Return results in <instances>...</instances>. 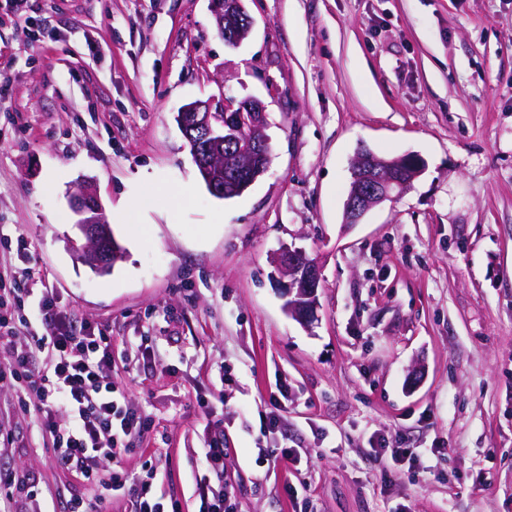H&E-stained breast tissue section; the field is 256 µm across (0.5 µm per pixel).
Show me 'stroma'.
Listing matches in <instances>:
<instances>
[{
  "label": "stroma",
  "mask_w": 512,
  "mask_h": 512,
  "mask_svg": "<svg viewBox=\"0 0 512 512\" xmlns=\"http://www.w3.org/2000/svg\"><path fill=\"white\" fill-rule=\"evenodd\" d=\"M0 0V258L112 337L108 376L152 427L123 456L197 512H512V0ZM266 106L268 170L205 188L175 121L195 100ZM363 149L425 169L343 224ZM91 181L124 254L66 240ZM318 262L311 326L282 245ZM224 432V472L203 467ZM412 449L381 454L379 441ZM17 512L92 490L0 414ZM242 2L243 0H210L217 28L223 37L226 32V38L233 46L239 45L246 38L252 25ZM210 493L212 494L210 496ZM198 497H199V512H226L227 509H224V500L225 497H229L228 494L224 493V489L218 491L217 493L211 491L208 487H204L200 485L198 487Z\"/></svg>",
  "instance_id": "stroma-1"
}]
</instances>
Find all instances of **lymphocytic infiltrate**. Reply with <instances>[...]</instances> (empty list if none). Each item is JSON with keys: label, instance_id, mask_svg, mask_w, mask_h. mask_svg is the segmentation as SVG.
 Returning a JSON list of instances; mask_svg holds the SVG:
<instances>
[{"label": "lymphocytic infiltrate", "instance_id": "lymphocytic-infiltrate-1", "mask_svg": "<svg viewBox=\"0 0 512 512\" xmlns=\"http://www.w3.org/2000/svg\"><path fill=\"white\" fill-rule=\"evenodd\" d=\"M39 310L42 329L12 346L10 361L0 365V389L28 383L38 402L18 407L32 416L38 436L50 441L56 464L98 486L97 494L72 496L67 512H103L111 492L121 490L128 493L131 512H181L178 501L155 492L154 473L135 480L122 470L101 473L102 461L120 458L132 439L150 429L146 416L116 398L104 374L112 362L111 336L71 319L54 289H45ZM37 351L44 353L43 363L35 362Z\"/></svg>", "mask_w": 512, "mask_h": 512}]
</instances>
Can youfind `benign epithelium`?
Returning a JSON list of instances; mask_svg holds the SVG:
<instances>
[{"label":"benign epithelium","mask_w":512,"mask_h":512,"mask_svg":"<svg viewBox=\"0 0 512 512\" xmlns=\"http://www.w3.org/2000/svg\"><path fill=\"white\" fill-rule=\"evenodd\" d=\"M210 4L219 32L226 33L232 45H239L251 29L243 0H210ZM177 121L213 195L224 197L226 180L244 189L267 170L270 147L266 113L260 100L226 99L220 112L211 111L206 102L195 101L178 112ZM204 141L222 144L224 155L202 156L200 145ZM423 170V161L414 155L386 159L367 149L358 152L344 203V224L360 223L369 210L392 199L395 190L408 187ZM71 207L78 216L75 228L80 239L68 240L70 250L95 272H110L123 249L104 220L103 207L91 183L81 185L72 194ZM272 262L288 278V313L303 325L311 323L322 281L320 266L302 249L289 245L276 252Z\"/></svg>","instance_id":"obj_1"}]
</instances>
